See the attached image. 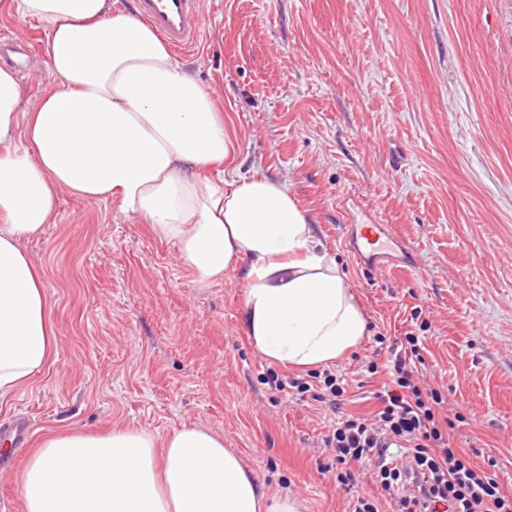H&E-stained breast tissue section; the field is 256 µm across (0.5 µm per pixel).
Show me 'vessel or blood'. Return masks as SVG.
I'll list each match as a JSON object with an SVG mask.
<instances>
[{
    "mask_svg": "<svg viewBox=\"0 0 512 512\" xmlns=\"http://www.w3.org/2000/svg\"><path fill=\"white\" fill-rule=\"evenodd\" d=\"M136 16L149 24L175 51L197 46L204 34L200 0H131ZM365 274H373L390 259L395 240L385 225L362 226L351 238Z\"/></svg>",
    "mask_w": 512,
    "mask_h": 512,
    "instance_id": "1",
    "label": "vessel or blood"
}]
</instances>
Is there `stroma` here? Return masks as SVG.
Returning a JSON list of instances; mask_svg holds the SVG:
<instances>
[{
    "label": "stroma",
    "instance_id": "obj_1",
    "mask_svg": "<svg viewBox=\"0 0 512 512\" xmlns=\"http://www.w3.org/2000/svg\"><path fill=\"white\" fill-rule=\"evenodd\" d=\"M201 22L203 40L176 59L224 113L225 179L287 183L369 313V337L335 364L344 412L380 407L378 337H422L427 381L465 416L453 446L495 462L512 494V0H201ZM1 36L33 45L20 78L30 111L55 84L46 27L0 0ZM346 198L358 222L389 225L414 268L367 279ZM25 247L58 344L0 399V438L30 425L28 444L0 459V512H22L21 473L57 430L163 437L186 423L221 434L268 493L351 512L326 469L328 415L261 382L269 364L246 335L238 273L200 284L142 218L66 191Z\"/></svg>",
    "mask_w": 512,
    "mask_h": 512
}]
</instances>
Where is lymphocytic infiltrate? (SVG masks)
I'll return each instance as SVG.
<instances>
[{
	"label": "lymphocytic infiltrate",
	"instance_id": "lymphocytic-infiltrate-1",
	"mask_svg": "<svg viewBox=\"0 0 512 512\" xmlns=\"http://www.w3.org/2000/svg\"><path fill=\"white\" fill-rule=\"evenodd\" d=\"M422 361L418 337H407L403 350L390 353V378L377 395V412L343 415L323 436L325 447L334 451L336 481L353 496L352 512H512V495L499 476L477 464L472 453L451 445L450 432L462 416L449 414L444 394L420 377ZM318 379L315 388L270 372L264 382L272 391L308 394L339 408L346 393L343 380L328 369ZM363 463L372 465L382 498L357 494Z\"/></svg>",
	"mask_w": 512,
	"mask_h": 512
}]
</instances>
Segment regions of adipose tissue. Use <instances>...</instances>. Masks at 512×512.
<instances>
[{"label": "adipose tissue", "mask_w": 512, "mask_h": 512, "mask_svg": "<svg viewBox=\"0 0 512 512\" xmlns=\"http://www.w3.org/2000/svg\"><path fill=\"white\" fill-rule=\"evenodd\" d=\"M11 6L45 24L56 84L25 112L16 72L0 67L1 399L56 350L42 271L23 243L64 190L144 218L198 282L239 272L247 336L269 363L327 367L364 342L368 314L288 185L203 176L233 157L224 115L149 25L112 0ZM20 497L23 512H301L198 425L163 438L134 427L55 433L30 455Z\"/></svg>", "instance_id": "1"}]
</instances>
